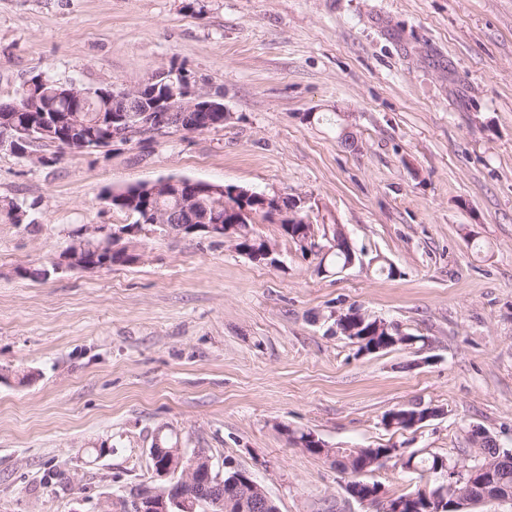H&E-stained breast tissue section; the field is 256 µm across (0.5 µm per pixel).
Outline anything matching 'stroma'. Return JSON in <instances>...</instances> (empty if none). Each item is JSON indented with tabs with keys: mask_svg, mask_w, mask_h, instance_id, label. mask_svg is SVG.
Here are the masks:
<instances>
[{
	"mask_svg": "<svg viewBox=\"0 0 512 512\" xmlns=\"http://www.w3.org/2000/svg\"><path fill=\"white\" fill-rule=\"evenodd\" d=\"M172 65L222 93V127L45 165L0 150V197L33 222H0V512H101L152 484L159 433L279 512H371L291 430L461 469L471 426L512 449V0H0V102L37 74L132 87ZM171 177L307 198L366 258L319 272L269 221L275 265L147 225L135 263L13 276L129 223L109 190ZM351 307L416 343L359 352L330 331ZM419 404L441 413L384 424ZM365 479L429 483L394 458ZM225 468L236 471L235 475L232 473L230 474L231 483L236 484L237 487L241 484L247 485L257 492L252 505L257 512H278V508L274 500L270 497L267 491L254 480L250 473L231 465H227Z\"/></svg>",
	"mask_w": 512,
	"mask_h": 512,
	"instance_id": "35a3bbf8",
	"label": "stroma"
}]
</instances>
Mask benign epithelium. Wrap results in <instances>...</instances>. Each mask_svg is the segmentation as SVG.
Here are the masks:
<instances>
[{"instance_id":"1","label":"benign epithelium","mask_w":512,"mask_h":512,"mask_svg":"<svg viewBox=\"0 0 512 512\" xmlns=\"http://www.w3.org/2000/svg\"><path fill=\"white\" fill-rule=\"evenodd\" d=\"M49 94L65 99L69 107L64 114L40 112L19 121L16 117L0 116V149L7 148L15 154L28 158L32 162L48 164L54 157L35 152L34 148L62 147L70 153H83L94 149H104L116 142L145 143L152 137L171 131L194 133L217 128L224 125L228 116L222 96L213 93H200L192 87L185 73L175 66L163 68L146 82L132 88L115 84L106 89H84L71 82H50L44 76L25 82L20 95L28 101L30 92ZM106 100V109L99 114L98 123L92 131L81 120L80 112L91 96ZM175 192L186 209H193L203 204V197L224 192V215L218 210H202L201 215L193 220V225H184L181 232L185 234L203 233L204 236L236 242L233 231L251 213L247 208H238V203L252 197L261 201V208L277 222L285 219L309 221V217H300L304 212L305 200L296 198L294 213L285 214L281 210V198L284 194L273 192L256 193L252 190L229 185L221 188L208 182L183 179H162L144 184H135L112 191L105 196L108 202L118 196L136 197L141 200L139 222L123 225L117 229L106 225L88 224L84 226L76 239L65 248L57 258L45 267L46 275L56 274L65 269L95 271L102 268L91 262L84 243L88 239L100 241L99 252L107 255L117 254L124 258L137 252L132 239L141 232L143 224H152L162 233H167L168 225L163 211L152 207L151 201L161 193ZM320 450V456L328 462L339 461L342 456L350 454L343 447H333L311 436ZM152 470L158 480L179 475V485L164 490L150 486L144 491L133 492L126 499L127 512H194L198 501L195 492H211L212 483H221V475H212L211 461H206L205 468H200L202 461L199 451L192 453L177 446L173 448L156 447L150 449ZM230 482L247 485L256 491L253 507L256 512H278L277 505L267 491L257 483L252 475L238 469L230 475ZM498 499L512 500V491H489L482 487L480 493L460 501V509H471L485 501Z\"/></svg>"}]
</instances>
